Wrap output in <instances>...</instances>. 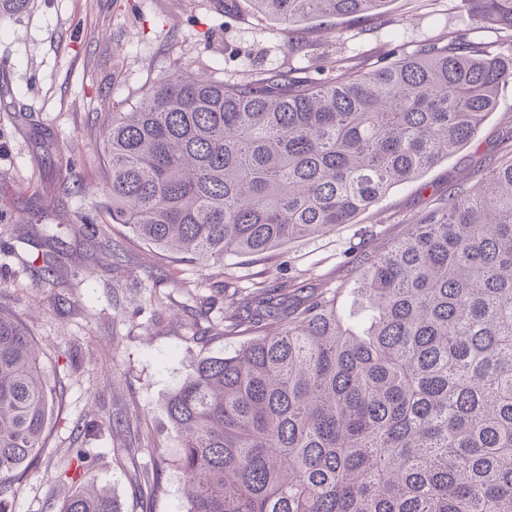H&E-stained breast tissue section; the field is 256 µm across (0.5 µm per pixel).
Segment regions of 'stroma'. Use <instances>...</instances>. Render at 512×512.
<instances>
[{
    "mask_svg": "<svg viewBox=\"0 0 512 512\" xmlns=\"http://www.w3.org/2000/svg\"><path fill=\"white\" fill-rule=\"evenodd\" d=\"M236 4L228 13L224 0H30L0 19V310L36 338L57 394L39 460L13 481L0 512H58L74 491L57 477L74 448L90 453L94 486L119 512H187L164 406L199 357L248 339L225 333L227 297L260 286L354 287L357 256L402 237L454 187L512 155L509 82L467 145L355 223L206 271L140 243L106 213L103 118L175 69L224 82L312 64L364 72L458 36L512 54V34L478 22L462 0H390L380 17L291 28L250 0ZM84 213L94 222L80 223Z\"/></svg>",
    "mask_w": 512,
    "mask_h": 512,
    "instance_id": "35a3bbf8",
    "label": "stroma"
}]
</instances>
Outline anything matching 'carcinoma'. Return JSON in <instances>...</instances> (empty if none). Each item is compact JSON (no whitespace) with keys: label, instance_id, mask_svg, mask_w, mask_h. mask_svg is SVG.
<instances>
[{"label":"carcinoma","instance_id":"1","mask_svg":"<svg viewBox=\"0 0 512 512\" xmlns=\"http://www.w3.org/2000/svg\"><path fill=\"white\" fill-rule=\"evenodd\" d=\"M294 25L388 0H253ZM512 31V0H463ZM244 82L174 74L102 129L109 214L202 267L351 224L457 152L512 57L428 44L361 73ZM356 300L263 290L225 307L252 333L166 404L187 512H512V160L360 256ZM282 322L274 336L264 321ZM53 403L29 330L0 313V476L36 458ZM74 448L58 478L90 479ZM60 512H117L79 490Z\"/></svg>","mask_w":512,"mask_h":512}]
</instances>
